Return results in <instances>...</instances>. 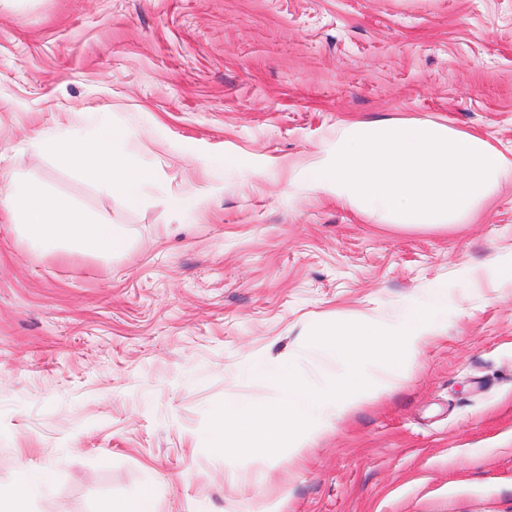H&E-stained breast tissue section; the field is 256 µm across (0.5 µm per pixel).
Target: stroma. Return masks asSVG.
I'll return each mask as SVG.
<instances>
[{
    "label": "stroma",
    "mask_w": 512,
    "mask_h": 512,
    "mask_svg": "<svg viewBox=\"0 0 512 512\" xmlns=\"http://www.w3.org/2000/svg\"><path fill=\"white\" fill-rule=\"evenodd\" d=\"M101 112L154 171L130 204L36 131ZM433 119L512 152V0H0V173L127 238L46 251L0 220V484L51 474L33 512H512V184L461 223L406 225L305 193L344 121ZM238 159L224 166L225 155ZM185 201L182 210L171 198ZM448 297L440 336L390 390L298 451L225 462V397L271 403L256 361L331 363L317 320ZM156 494L148 487L138 496L118 504H110L106 512H156Z\"/></svg>",
    "instance_id": "35a3bbf8"
}]
</instances>
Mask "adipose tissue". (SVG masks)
<instances>
[{
	"label": "adipose tissue",
	"mask_w": 512,
	"mask_h": 512,
	"mask_svg": "<svg viewBox=\"0 0 512 512\" xmlns=\"http://www.w3.org/2000/svg\"><path fill=\"white\" fill-rule=\"evenodd\" d=\"M39 146L84 180L107 184L132 203L152 177L129 158L121 134L105 119L90 135L47 134ZM508 183L512 156L479 134L420 119L343 124L301 178L308 193L406 224L460 223ZM0 212L48 250L67 244L109 256L125 248L114 226L95 222L68 199L12 176H0ZM48 486L45 471L22 466L12 484L0 485V512H29L31 501Z\"/></svg>",
	"instance_id": "obj_1"
}]
</instances>
